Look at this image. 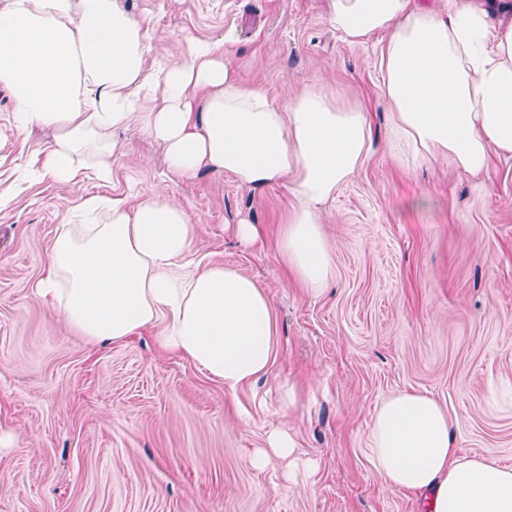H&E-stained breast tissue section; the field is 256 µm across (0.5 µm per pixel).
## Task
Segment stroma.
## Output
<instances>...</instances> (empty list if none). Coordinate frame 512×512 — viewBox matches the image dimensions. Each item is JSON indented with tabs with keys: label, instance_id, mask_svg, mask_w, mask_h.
<instances>
[{
	"label": "stroma",
	"instance_id": "1",
	"mask_svg": "<svg viewBox=\"0 0 512 512\" xmlns=\"http://www.w3.org/2000/svg\"><path fill=\"white\" fill-rule=\"evenodd\" d=\"M119 3L147 27L153 57L229 31L243 85L277 97L286 83L317 81L384 132L377 44L340 38L323 0ZM10 110L0 89V433L15 438L0 447V512H420L417 495L388 487L368 453L374 411L399 391L446 407L461 454L512 466V158L467 179L440 166L406 170L377 147L327 207L334 278L314 298L277 253L285 187L167 175L161 147L134 130L122 135L111 183L79 193L28 184L18 160L50 135L18 134ZM156 190L193 218V261L237 268L268 295L276 357L256 384L227 391L161 350L151 328L88 341L34 297L81 196L133 206ZM421 193L430 206L411 207ZM242 217L259 230L249 245L235 234ZM277 427L296 440L294 486L285 462L251 464Z\"/></svg>",
	"mask_w": 512,
	"mask_h": 512
}]
</instances>
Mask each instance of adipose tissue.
I'll list each match as a JSON object with an SVG mask.
<instances>
[{
	"label": "adipose tissue",
	"mask_w": 512,
	"mask_h": 512,
	"mask_svg": "<svg viewBox=\"0 0 512 512\" xmlns=\"http://www.w3.org/2000/svg\"><path fill=\"white\" fill-rule=\"evenodd\" d=\"M345 41L379 42L388 151L399 165L445 163L469 176L512 157V0H324ZM148 30L117 0H0V87L13 128L52 131L20 163L23 177L77 186L112 178L135 128L164 149L169 174H230L250 190L281 185L291 205L277 251L320 295L333 277L326 203L373 152L372 118L339 105L317 82L282 100L240 85L226 40L189 41L178 62L148 67ZM194 226L158 191L128 207L91 196L61 225L36 295L81 336L118 341L154 327L223 383L249 385L274 362L273 310L248 275L191 259ZM371 463L421 512H512V468L460 454L448 412L431 396L386 399L370 425Z\"/></svg>",
	"instance_id": "1"
}]
</instances>
